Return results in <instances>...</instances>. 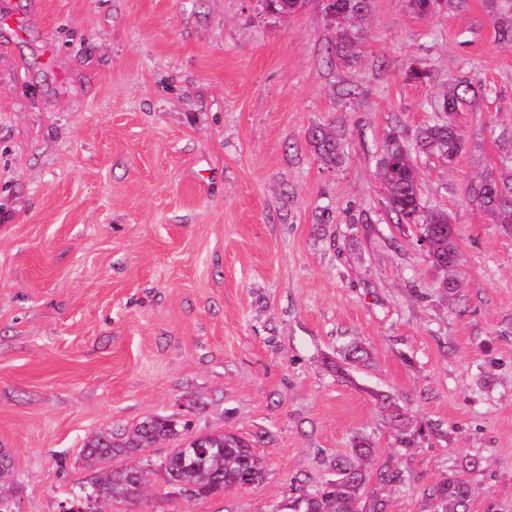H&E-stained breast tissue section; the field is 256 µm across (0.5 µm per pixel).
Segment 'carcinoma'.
I'll return each instance as SVG.
<instances>
[{
    "mask_svg": "<svg viewBox=\"0 0 512 512\" xmlns=\"http://www.w3.org/2000/svg\"><path fill=\"white\" fill-rule=\"evenodd\" d=\"M268 12L288 17L297 13L305 0H263ZM331 21L335 25L333 48L346 62L354 59L364 33L363 23L369 15L371 0H333ZM498 38L512 44V13L495 18ZM485 93L483 86L468 79L460 80L448 92L430 102L438 120L420 129L415 146L395 133H389L376 166L384 185L386 207L399 224L413 222L425 234L432 235L433 263L444 269L448 257L457 254L454 238L448 235V212L431 211L422 202L419 174L412 153L447 155L453 163L463 149L461 134L451 120L467 100ZM310 141L324 165L332 167L342 156V143L336 135L322 127L311 131ZM467 196L476 206L495 210L501 223L512 224V186L493 178L473 180L467 186ZM180 434L179 422L168 416H152L131 429L117 428L99 431L84 443V457L100 466L97 475L72 491L68 506L86 500L105 504L113 499L140 500L148 482V473L138 467L103 468L101 464L116 458L130 459L142 448H150ZM188 451L173 449L161 463L166 481L179 493L206 498L230 489L244 488L262 482L263 467L255 448L231 432H207L188 436ZM375 449L368 441L356 440L350 456L336 460L334 477L322 488L300 497L293 512H358L368 475L358 461L373 456ZM14 487L13 459L8 452L0 453V512H12L11 495ZM471 495L470 482L465 479L444 481L432 490L431 497L439 502H452L467 507Z\"/></svg>",
    "mask_w": 512,
    "mask_h": 512,
    "instance_id": "carcinoma-1",
    "label": "carcinoma"
}]
</instances>
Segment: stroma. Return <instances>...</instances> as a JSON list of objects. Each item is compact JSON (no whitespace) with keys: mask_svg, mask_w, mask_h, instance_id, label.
Listing matches in <instances>:
<instances>
[{"mask_svg":"<svg viewBox=\"0 0 512 512\" xmlns=\"http://www.w3.org/2000/svg\"><path fill=\"white\" fill-rule=\"evenodd\" d=\"M512 0L423 19L372 0L358 61L320 0H0V448L14 512H59L95 431L162 415L254 441L262 482L174 496L147 449L144 499L106 512H288L354 437L402 484L387 512L474 465L469 512H512V224L472 205L512 177ZM428 72L426 81L410 70ZM455 162L419 155L454 226L461 286L388 215L376 159L458 79ZM344 145L323 165L315 127ZM360 359L349 361L351 348Z\"/></svg>","mask_w":512,"mask_h":512,"instance_id":"obj_1","label":"stroma"}]
</instances>
